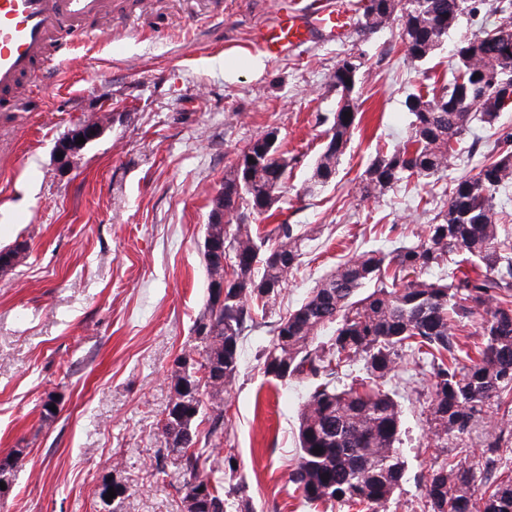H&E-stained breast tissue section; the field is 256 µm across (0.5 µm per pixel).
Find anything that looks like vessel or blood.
<instances>
[{
	"mask_svg": "<svg viewBox=\"0 0 512 512\" xmlns=\"http://www.w3.org/2000/svg\"><path fill=\"white\" fill-rule=\"evenodd\" d=\"M111 11L112 0H0V108L37 111L27 76L51 70L89 20ZM356 16L354 0H282L274 22L258 28L252 43L279 60L317 42L344 40Z\"/></svg>",
	"mask_w": 512,
	"mask_h": 512,
	"instance_id": "1",
	"label": "vessel or blood"
}]
</instances>
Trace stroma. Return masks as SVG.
Returning a JSON list of instances; mask_svg holds the SVG:
<instances>
[{"instance_id": "35a3bbf8", "label": "stroma", "mask_w": 512, "mask_h": 512, "mask_svg": "<svg viewBox=\"0 0 512 512\" xmlns=\"http://www.w3.org/2000/svg\"><path fill=\"white\" fill-rule=\"evenodd\" d=\"M278 2L152 0L142 14L122 0L55 69L32 77L41 111H0V247L29 246L23 265L0 274V458L20 455L0 512H103L98 487L112 477L127 488L121 512H186L183 472L154 468L157 422L207 293L210 199L258 133L277 129L292 166L271 224L322 228L288 277L289 309L339 262L412 237L428 220L418 199L476 174L512 132L511 109L474 126V147L444 177L360 198L376 148L408 135L406 94L450 75L449 54L407 59L394 19L362 41L225 74V58L254 56L251 32L274 20ZM349 54L361 62L360 122L334 180L309 197L302 185L336 110L327 75ZM98 119L97 138L61 165L58 142ZM271 337L270 324L247 328L224 395L221 455L233 463L224 484L238 489L227 512H317L288 480L304 390L264 376L258 352ZM406 375L405 478L388 512H424L423 481L439 454L426 445L428 372ZM50 395L59 411L45 422Z\"/></svg>"}]
</instances>
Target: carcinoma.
<instances>
[{
	"instance_id": "obj_1",
	"label": "carcinoma",
	"mask_w": 512,
	"mask_h": 512,
	"mask_svg": "<svg viewBox=\"0 0 512 512\" xmlns=\"http://www.w3.org/2000/svg\"><path fill=\"white\" fill-rule=\"evenodd\" d=\"M368 0L355 33L366 37L394 16L407 58L422 62L448 32L479 10L478 0ZM500 21L463 35L452 49L455 72L448 83L412 90L404 106L410 135L402 145L376 149L357 193L376 198L420 177L445 174L477 122L491 123L512 106V0H495ZM360 64L339 59L328 74L338 101L312 173L302 187L309 196L335 177L340 156L359 115L352 97ZM479 77H474V74ZM351 113L346 117L345 113ZM263 131L224 174L228 217L209 213L204 252L208 285L224 286V300L207 294L193 326L194 344L171 370L173 395L158 429L165 447L155 468L188 475L180 492L187 512H226L224 459L214 450L224 440V392L240 366L247 327L275 315L288 274L300 262L317 229L278 224L260 232L244 223L261 216L285 182L288 152L281 141L266 146ZM512 186V133L474 176L460 177L432 209L413 241L385 252L363 251L319 280L295 308L278 315L272 338L259 354L264 374L306 384L299 414V459L289 482L309 503H339L350 512H385L405 477L398 445L402 420L397 389L385 384L412 363L427 367V443L471 439L494 406L512 402V241L502 225L512 213L498 204ZM28 246L0 249V271L21 265ZM431 279L422 275L433 270ZM479 319L482 339L472 344L468 324ZM359 366L372 381L349 377ZM512 446V419L486 440L494 455ZM477 463L468 452L443 457L424 481L427 512H512V477L489 482L477 494Z\"/></svg>"
}]
</instances>
